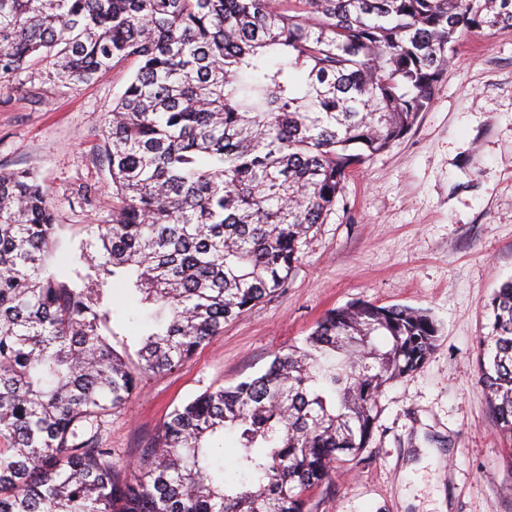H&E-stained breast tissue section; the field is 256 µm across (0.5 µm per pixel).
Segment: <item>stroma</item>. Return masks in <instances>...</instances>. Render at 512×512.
Wrapping results in <instances>:
<instances>
[{"label":"stroma","instance_id":"obj_1","mask_svg":"<svg viewBox=\"0 0 512 512\" xmlns=\"http://www.w3.org/2000/svg\"><path fill=\"white\" fill-rule=\"evenodd\" d=\"M42 60L0 82V169L38 174L62 248L112 218L105 121L130 74L64 84ZM512 278V34H464L411 130L353 169L272 297L225 323L173 372L145 378L104 424L118 465L140 460L177 406L267 368L327 310L357 299L427 311L440 328L424 367L383 388L365 448L309 495L310 512H512V444L478 382L486 305ZM117 305L126 306L121 292ZM113 349L140 360L144 311Z\"/></svg>","mask_w":512,"mask_h":512}]
</instances>
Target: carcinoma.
<instances>
[{"mask_svg": "<svg viewBox=\"0 0 512 512\" xmlns=\"http://www.w3.org/2000/svg\"><path fill=\"white\" fill-rule=\"evenodd\" d=\"M484 27L512 33V0H0V80L44 58L62 83L132 69L105 128L112 222L79 252H56L36 176L0 169V512H310L382 387L437 346L428 313L327 311L264 373L175 407L123 481L99 429L283 287ZM114 284L146 307L138 372L110 342ZM489 309L480 382L512 442V279Z\"/></svg>", "mask_w": 512, "mask_h": 512, "instance_id": "carcinoma-1", "label": "carcinoma"}]
</instances>
